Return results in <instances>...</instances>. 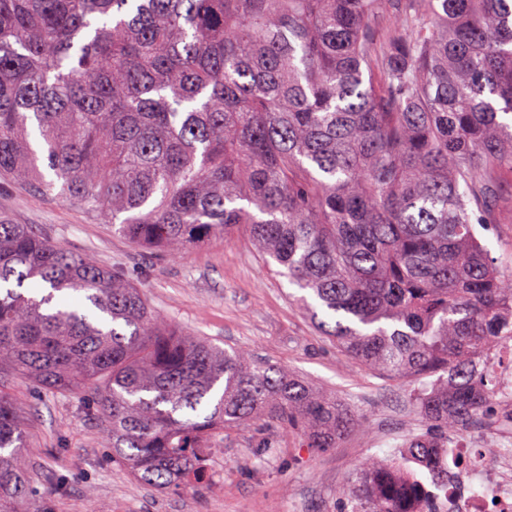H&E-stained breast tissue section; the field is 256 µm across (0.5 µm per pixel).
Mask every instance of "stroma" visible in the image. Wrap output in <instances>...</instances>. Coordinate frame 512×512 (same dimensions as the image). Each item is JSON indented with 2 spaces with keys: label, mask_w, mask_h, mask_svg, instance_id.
Listing matches in <instances>:
<instances>
[{
  "label": "stroma",
  "mask_w": 512,
  "mask_h": 512,
  "mask_svg": "<svg viewBox=\"0 0 512 512\" xmlns=\"http://www.w3.org/2000/svg\"><path fill=\"white\" fill-rule=\"evenodd\" d=\"M500 222L484 236L493 256L512 254V178L503 179ZM0 215L36 224L68 252L93 255L122 270L149 308L180 331L251 351L304 377L337 399L355 425L336 447L303 448L294 435L246 425L207 462L204 484L158 491L113 465L100 430L79 410L80 393L44 397L27 377H10L27 443L20 456L34 512H337L339 493L372 459L387 460L426 423L408 385L365 368L322 335L277 264L267 263L246 236L215 239L163 257L139 250L58 194H38L0 179ZM267 446L256 450L258 436Z\"/></svg>",
  "instance_id": "35a3bbf8"
}]
</instances>
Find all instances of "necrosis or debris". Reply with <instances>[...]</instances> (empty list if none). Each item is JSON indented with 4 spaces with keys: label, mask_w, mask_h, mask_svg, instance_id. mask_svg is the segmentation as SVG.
Instances as JSON below:
<instances>
[{
    "label": "necrosis or debris",
    "mask_w": 512,
    "mask_h": 512,
    "mask_svg": "<svg viewBox=\"0 0 512 512\" xmlns=\"http://www.w3.org/2000/svg\"><path fill=\"white\" fill-rule=\"evenodd\" d=\"M483 364L495 421L480 436L449 441L448 486L435 491L429 512H512V341L493 347Z\"/></svg>",
    "instance_id": "1"
}]
</instances>
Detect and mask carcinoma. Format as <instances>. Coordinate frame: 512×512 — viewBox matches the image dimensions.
Returning <instances> with one entry per match:
<instances>
[{
  "instance_id": "carcinoma-1",
  "label": "carcinoma",
  "mask_w": 512,
  "mask_h": 512,
  "mask_svg": "<svg viewBox=\"0 0 512 512\" xmlns=\"http://www.w3.org/2000/svg\"><path fill=\"white\" fill-rule=\"evenodd\" d=\"M0 0V175L60 193L157 254L248 236L325 335L413 390L429 431L373 460L340 512H410L448 438L493 404L512 259L484 232L512 174V0ZM91 390L112 461L167 489L215 432L304 448L336 398L248 352L182 337L122 272L0 218V375ZM24 419L0 378V512H30Z\"/></svg>"
}]
</instances>
